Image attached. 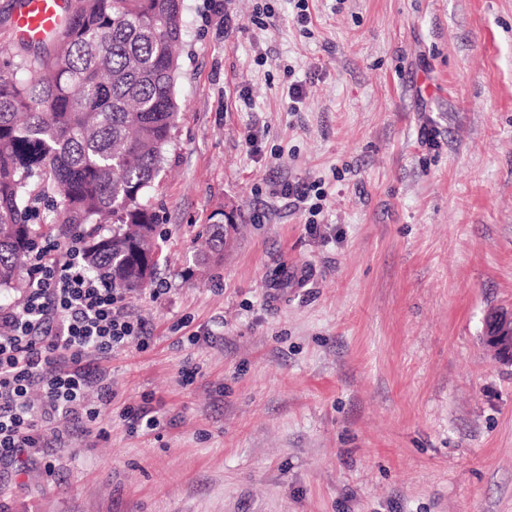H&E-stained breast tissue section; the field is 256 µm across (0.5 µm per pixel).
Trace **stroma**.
I'll return each mask as SVG.
<instances>
[{
	"instance_id": "35a3bbf8",
	"label": "stroma",
	"mask_w": 512,
	"mask_h": 512,
	"mask_svg": "<svg viewBox=\"0 0 512 512\" xmlns=\"http://www.w3.org/2000/svg\"><path fill=\"white\" fill-rule=\"evenodd\" d=\"M308 11L184 0L162 260L124 296L147 338L100 360L93 422H55L54 469L0 467V512H512V366L481 342L512 307V0ZM317 185L318 184H315V181L311 184L288 181L287 183L281 184L280 189L276 193L280 194L284 198H288V200H290L289 202L294 205L307 206L310 198V192L315 191L317 200H319L318 197H321L320 192H318L319 186ZM307 208H309L308 210L312 213H316L320 209V206H318V203H314L309 207L307 206ZM228 224H211L206 233L205 250L199 260L203 265L219 262L224 256V227Z\"/></svg>"
}]
</instances>
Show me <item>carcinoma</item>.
I'll return each mask as SVG.
<instances>
[{"mask_svg": "<svg viewBox=\"0 0 512 512\" xmlns=\"http://www.w3.org/2000/svg\"><path fill=\"white\" fill-rule=\"evenodd\" d=\"M183 0H77L57 36L20 37L0 61V294L20 278L49 225L82 236L91 272L136 291L159 263V215L149 196L166 160ZM37 47L33 53L29 48ZM224 256L211 224L201 264Z\"/></svg>", "mask_w": 512, "mask_h": 512, "instance_id": "obj_1", "label": "carcinoma"}]
</instances>
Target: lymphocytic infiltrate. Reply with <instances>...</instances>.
Returning <instances> with one entry per match:
<instances>
[{
	"label": "lymphocytic infiltrate",
	"mask_w": 512,
	"mask_h": 512,
	"mask_svg": "<svg viewBox=\"0 0 512 512\" xmlns=\"http://www.w3.org/2000/svg\"><path fill=\"white\" fill-rule=\"evenodd\" d=\"M19 307L0 308V464L50 447L49 426L95 419L85 398L91 359L145 339L106 276L90 273L84 242L70 236L38 246Z\"/></svg>",
	"instance_id": "f902f5d3"
}]
</instances>
